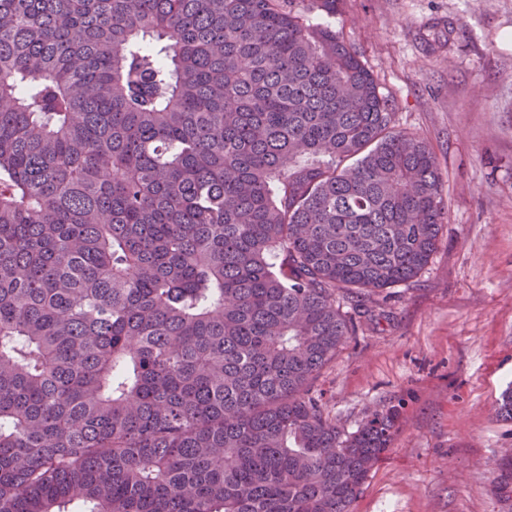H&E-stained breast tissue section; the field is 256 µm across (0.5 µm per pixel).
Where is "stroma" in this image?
<instances>
[{
	"instance_id": "stroma-1",
	"label": "stroma",
	"mask_w": 512,
	"mask_h": 512,
	"mask_svg": "<svg viewBox=\"0 0 512 512\" xmlns=\"http://www.w3.org/2000/svg\"><path fill=\"white\" fill-rule=\"evenodd\" d=\"M331 23L376 77L397 129L426 141L447 223L410 282L363 294L357 332L318 376L354 431L397 432L351 512H512L493 492L512 451V0H343Z\"/></svg>"
}]
</instances>
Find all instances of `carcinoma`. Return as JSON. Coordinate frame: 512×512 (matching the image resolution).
Wrapping results in <instances>:
<instances>
[{
    "label": "carcinoma",
    "instance_id": "1",
    "mask_svg": "<svg viewBox=\"0 0 512 512\" xmlns=\"http://www.w3.org/2000/svg\"><path fill=\"white\" fill-rule=\"evenodd\" d=\"M339 3L0 0V512H350L314 383L446 206Z\"/></svg>",
    "mask_w": 512,
    "mask_h": 512
}]
</instances>
